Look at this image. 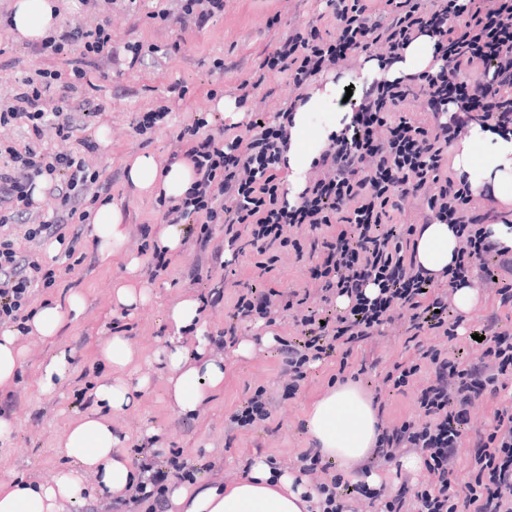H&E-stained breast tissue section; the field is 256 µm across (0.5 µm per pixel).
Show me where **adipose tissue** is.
Wrapping results in <instances>:
<instances>
[{
    "label": "adipose tissue",
    "mask_w": 512,
    "mask_h": 512,
    "mask_svg": "<svg viewBox=\"0 0 512 512\" xmlns=\"http://www.w3.org/2000/svg\"><path fill=\"white\" fill-rule=\"evenodd\" d=\"M55 0H14L12 29L28 40H41L57 26ZM437 38L424 32L416 36L400 58L382 61L364 59L359 71L331 74L323 84L313 85L307 100L293 116L286 153L288 201H297L306 186L307 173L332 135L350 125L354 109L342 93L347 84L370 86L379 80H398L422 73L437 72ZM452 166L464 176L475 195L491 196L501 209L512 210V132L492 124H471L452 157ZM130 185L148 195L182 197L194 180L189 162L170 164L144 153L126 162ZM90 236L99 258L109 263L124 257L127 226L118 203L99 205L91 219ZM416 261L432 279L453 265L459 240L449 225L429 224L415 236ZM83 310L79 295L45 302L28 323L30 335L49 339L63 330L68 318ZM166 319L172 331L162 349L171 407L181 415L195 413L224 387V359L206 352V323L196 299L187 298L172 305ZM195 335V346L183 344L184 332ZM102 359L112 367L95 389L97 406L83 413L65 430L59 451L74 461L75 469L59 473L52 482L38 483L25 478L0 480V512H63L65 503L82 500L83 475L96 477L101 492L124 496L132 492L138 472L123 450L126 437L112 424V415L134 406L142 390L122 375L132 366L136 353L129 337L110 336L101 350ZM377 412L371 399L352 382L326 392L313 403L305 423L309 442L321 455L335 463L345 477L362 476L360 467L374 447ZM304 486L292 473L274 472L265 459H254L240 478L198 482L171 487L167 512H315L316 502L306 499Z\"/></svg>",
    "instance_id": "adipose-tissue-1"
}]
</instances>
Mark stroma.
Wrapping results in <instances>:
<instances>
[{
    "label": "stroma",
    "mask_w": 512,
    "mask_h": 512,
    "mask_svg": "<svg viewBox=\"0 0 512 512\" xmlns=\"http://www.w3.org/2000/svg\"><path fill=\"white\" fill-rule=\"evenodd\" d=\"M12 0H0V103L7 102L11 89L19 80L40 68L63 72L73 66H85L89 82L82 94L92 104L103 107L101 116L92 122L91 136L97 147L87 156L93 170L110 180L113 199L121 201L128 226V251L140 261L142 281L151 291L150 299L132 310L115 308L112 283L122 269L107 266L98 259L97 248L89 237L88 225H68L66 234H78V262L68 263L64 255L49 256L46 244L34 246L32 253L41 265L53 267L57 280L53 287L37 289L31 309H38L45 300L72 292L79 293L84 308L78 317L67 321L64 330L51 339L20 335L24 362L18 383L0 393V401H15L11 417L14 431L7 447H0V479L22 475L38 482L53 480L70 464L58 450L59 440L67 426L88 408L90 389L107 373L108 366L100 348L108 336L119 332L129 336L136 345L142 365L139 375L148 377L147 387L139 395L137 407L113 414L114 425L129 437L128 448L154 443L160 456L178 450L200 467V479L221 477L227 480L242 475L247 462L261 456L275 466L292 469L298 455L308 449L304 429L308 410L336 382L337 372L355 379L382 408L383 425L398 426L420 420L416 403L420 388L431 376L430 370L418 373L410 384L394 389L385 384L384 376L395 366L407 365L417 358L414 347L405 345L403 322H396L386 334L372 337L362 347L364 356L376 360L375 369L360 372L359 358L351 357L347 369H340L338 356L312 362L296 396L285 397L288 375L279 355L278 337L297 336L291 321L277 319L269 325L259 320L239 325L241 338L251 339L254 351L247 356L234 354L232 348L210 342L214 353L224 357V389L193 415L176 414L169 406L163 369L158 356L169 334L166 309L186 298L218 291L216 303L204 305L202 314L209 335H216L231 322L239 284H248L263 291H286L305 288L310 292L311 308H322L321 294L308 277L307 262L297 260L292 248L280 249L278 260L270 272L255 266L253 251L236 257L228 268L212 267L208 276L191 281L190 276L201 256L199 249L182 245L171 256L160 276L151 272V250L146 249L138 227L151 225L160 230L158 199L135 192L125 177V162L134 155L150 152L168 158L176 146L180 128L210 113L214 103L225 98L234 101L239 122H249L252 110L262 118H271L287 100L292 89L284 73L266 74L256 94L261 106L239 102V86L249 79V68L264 53L274 48L271 18L305 28L317 26L321 32H334L336 22L323 0H224L223 12L215 15L202 30H179L155 16L165 8V0H114L105 12L82 4L81 0H59L63 26L91 27L98 16L109 19L112 43L141 42L150 52L143 63L131 64L121 57L112 68L99 70L84 64L80 46H73L68 58H54L35 52L31 43L16 40L9 23ZM179 43L178 53L168 50ZM223 60L226 68L219 71L215 60ZM166 105L170 115L150 134L135 130L141 113ZM480 301L473 311L460 314L449 306V317H462L463 323L455 341L429 332L421 336L424 347L452 348L460 360H477L483 345L476 339L485 318L496 311L498 297L492 289L479 291ZM69 356L66 378L55 392H41L38 385L41 364L54 354ZM362 355V356H363ZM278 401L270 420L251 429L227 433L229 417L245 406L257 389ZM155 430L156 440H149L148 430Z\"/></svg>",
    "instance_id": "35a3bbf8"
}]
</instances>
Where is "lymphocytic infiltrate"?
<instances>
[{"mask_svg":"<svg viewBox=\"0 0 512 512\" xmlns=\"http://www.w3.org/2000/svg\"><path fill=\"white\" fill-rule=\"evenodd\" d=\"M158 16L186 30L204 29L224 0H174ZM381 13H368L363 0H326L336 21V32L284 28L271 19L275 48L258 64L253 79L241 90L258 89L267 73L287 74L293 94L272 120L248 122L245 133L230 127H210L200 118L176 135L177 150L169 159L192 163L195 179L179 201L162 203L166 224H195L200 246H212L211 258L221 262L226 250H255L261 270L271 271L277 252L293 246L307 253L308 274L320 286L324 302L346 299L345 310L321 316L304 311L308 291L291 288L281 293L282 312L293 320L302 338H280V352L288 373V395H295L311 362L339 356L347 367L355 347L384 327L407 319L409 342L421 333L458 337L459 322L447 316L448 289L470 282L485 286L489 278L485 258L494 254L500 267L512 275V252L491 238V225L505 222L504 214L481 203L465 181L448 175V150L474 122L494 120L512 131V0H385ZM438 36L437 73L407 80L374 82L366 89L351 125L335 137L313 164L314 173L297 204H289L279 173L287 164L288 128L314 79L336 69L355 52L387 60L398 57L415 35ZM80 45L87 58L115 61L117 53L143 59L142 46L112 45L107 20L88 29L73 28L47 38L41 52L67 56ZM87 74L74 69L72 77L56 70H39L26 77L24 89L0 107V127L14 125L24 136L22 146L0 145V224H23L25 239L40 242L64 239L70 224L85 223L87 202L109 193L111 181L92 170L85 155L93 151L90 137L76 136L70 102ZM64 149L48 145L49 137ZM51 177L49 194L53 216L42 219L33 193L38 178ZM412 204L417 224L452 225L459 240L457 260L445 273V292L427 295V273L414 261L411 238L417 224L396 236L389 224L394 212ZM224 227L221 243L213 241V225ZM340 232L325 234V227ZM309 226L315 235L309 244L290 243L285 227ZM56 282L45 269L24 255L18 242L0 237V324L14 323L30 303L32 290ZM375 294H368V287ZM268 293L246 287L237 294L235 320L220 331L232 343L241 320L271 315ZM485 349L469 365L437 348L419 349V360L397 367L385 380L407 386L421 367L432 370L428 385L417 397L423 422H406L379 430L369 462L377 468L392 462L397 448L425 453L432 476L424 486L402 485L381 512H512V398L495 413L493 422L476 430L472 479L455 489L451 477L468 409L478 399L498 398L512 378V323L489 316L484 326ZM137 465L146 476L138 494L127 504L113 503L112 512H166L171 480L194 482L195 465L182 452L171 453L164 465L155 462L154 449L137 448Z\"/></svg>","mask_w":512,"mask_h":512,"instance_id":"1","label":"lymphocytic infiltrate"}]
</instances>
